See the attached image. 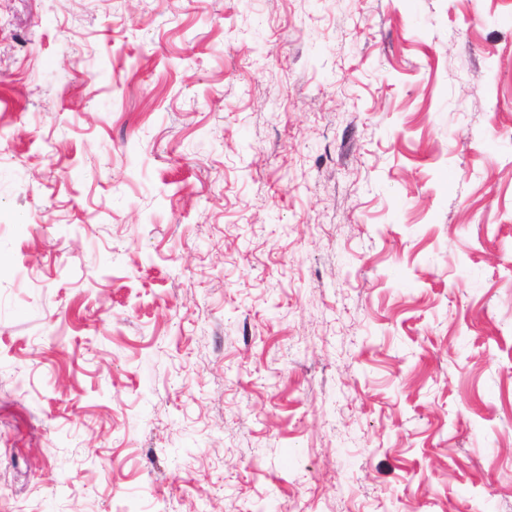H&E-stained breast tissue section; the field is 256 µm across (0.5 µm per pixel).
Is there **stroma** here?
<instances>
[{"label":"stroma","instance_id":"35a3bbf8","mask_svg":"<svg viewBox=\"0 0 512 512\" xmlns=\"http://www.w3.org/2000/svg\"><path fill=\"white\" fill-rule=\"evenodd\" d=\"M512 0H0V512H512Z\"/></svg>","mask_w":512,"mask_h":512}]
</instances>
